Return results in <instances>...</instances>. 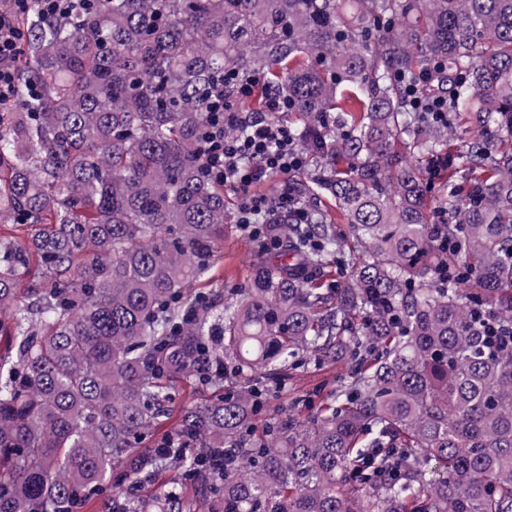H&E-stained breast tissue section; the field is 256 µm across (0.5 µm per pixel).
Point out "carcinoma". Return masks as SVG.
<instances>
[{
	"label": "carcinoma",
	"mask_w": 512,
	"mask_h": 512,
	"mask_svg": "<svg viewBox=\"0 0 512 512\" xmlns=\"http://www.w3.org/2000/svg\"><path fill=\"white\" fill-rule=\"evenodd\" d=\"M17 27L0 512H143L168 472L205 512H512V0H80ZM437 61L442 119L404 97ZM226 72L288 94L312 156L288 190L317 204L266 225L223 302L190 287L231 217L201 155ZM337 363L334 394L292 400L313 414L255 433L288 371ZM181 377L241 384L133 452Z\"/></svg>",
	"instance_id": "obj_1"
}]
</instances>
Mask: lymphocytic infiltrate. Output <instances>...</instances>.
<instances>
[{
  "label": "lymphocytic infiltrate",
  "mask_w": 512,
  "mask_h": 512,
  "mask_svg": "<svg viewBox=\"0 0 512 512\" xmlns=\"http://www.w3.org/2000/svg\"><path fill=\"white\" fill-rule=\"evenodd\" d=\"M32 0H11L8 11H0V102L8 103L15 91L13 61L21 33L15 19L27 12ZM264 89L265 106L255 112L243 109L257 89ZM287 95L267 86L265 77L248 79L225 74L222 84L209 95V126L203 145L212 179L240 192L242 201L237 222L250 237H260L271 215L281 213L295 220L304 219L305 208L288 191L278 195L251 193L252 185L274 174H288L308 167L310 156L299 142L293 127L278 121L279 113L290 110Z\"/></svg>",
  "instance_id": "f902f5d3"
}]
</instances>
